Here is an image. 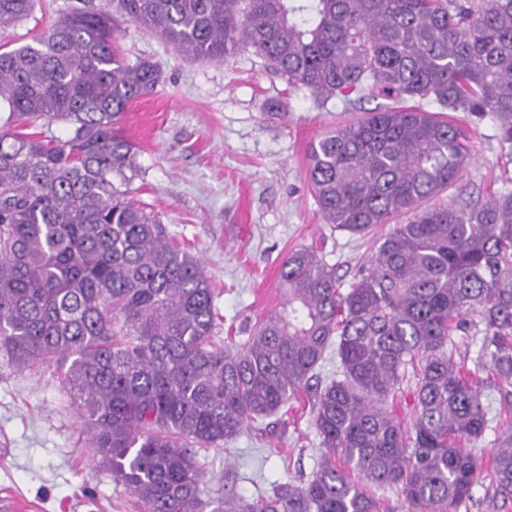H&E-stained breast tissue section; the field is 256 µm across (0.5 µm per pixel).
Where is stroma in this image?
<instances>
[{"label":"stroma","instance_id":"1","mask_svg":"<svg viewBox=\"0 0 512 512\" xmlns=\"http://www.w3.org/2000/svg\"><path fill=\"white\" fill-rule=\"evenodd\" d=\"M73 2L38 0L27 20L0 30V45L30 42ZM119 44L128 62L146 58L162 71L155 93L122 120L143 171L132 196L203 260L215 292L217 336L238 342L282 305L279 267L291 249L317 250L342 285L366 274L373 243L322 222L306 154L321 133L355 120L374 101L317 103L251 48L194 61L132 23ZM494 134L490 120L473 126L470 161L438 204L512 190V164H502ZM314 402L300 393L287 413L250 423L224 447L198 449L204 493H223L228 464L238 472L237 492L248 499L276 479L310 474L323 452ZM2 501L12 512H140L126 486L88 457L77 406L57 376L0 360Z\"/></svg>","mask_w":512,"mask_h":512}]
</instances>
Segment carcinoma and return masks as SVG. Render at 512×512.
<instances>
[{"label": "carcinoma", "instance_id": "1", "mask_svg": "<svg viewBox=\"0 0 512 512\" xmlns=\"http://www.w3.org/2000/svg\"><path fill=\"white\" fill-rule=\"evenodd\" d=\"M85 2L0 51V359L63 374L90 458L141 512H376L370 486L401 489L407 512H456L483 472L471 448L493 422L504 431L488 476L512 500V411L488 417L472 378H512V191L431 204L468 159L469 129L452 113L489 118L512 161V0ZM35 6L0 0V29ZM125 23L199 61L251 47L324 103L386 101L308 149L323 223L365 238L406 217L375 238L347 292L315 250L293 249L281 308L238 344L215 338L202 261L127 197L140 166L118 125L162 73L121 57ZM457 331L481 337L472 373L452 354ZM333 347L311 474L250 502L226 469L224 496L202 498L197 449L276 415ZM405 384L411 435L393 414Z\"/></svg>", "mask_w": 512, "mask_h": 512}]
</instances>
